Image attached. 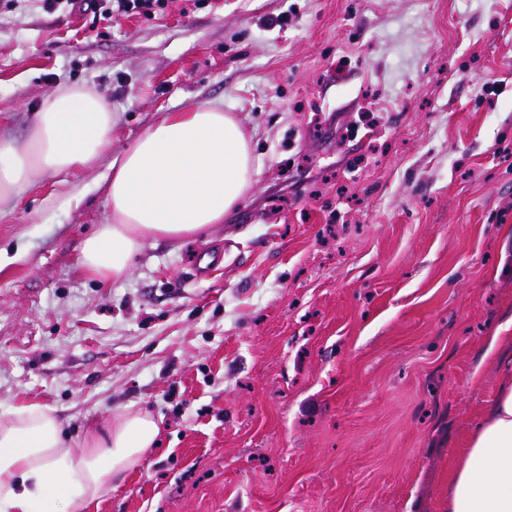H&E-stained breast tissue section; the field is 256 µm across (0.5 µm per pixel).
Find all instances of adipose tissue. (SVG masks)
Masks as SVG:
<instances>
[{
    "label": "adipose tissue",
    "instance_id": "1",
    "mask_svg": "<svg viewBox=\"0 0 512 512\" xmlns=\"http://www.w3.org/2000/svg\"><path fill=\"white\" fill-rule=\"evenodd\" d=\"M119 122L82 87L45 97L24 143L0 141V206L40 176L91 166ZM105 224L84 241L81 265L103 285L122 279L146 237L183 240L223 223L252 187L251 136L220 104L169 112L111 165ZM162 421L125 408L106 428L69 446L54 410L21 401L0 409V512H86L112 481L159 443ZM448 512H512V375L470 431L452 469Z\"/></svg>",
    "mask_w": 512,
    "mask_h": 512
}]
</instances>
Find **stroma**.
Returning a JSON list of instances; mask_svg holds the SVG:
<instances>
[{"mask_svg": "<svg viewBox=\"0 0 512 512\" xmlns=\"http://www.w3.org/2000/svg\"><path fill=\"white\" fill-rule=\"evenodd\" d=\"M72 86L119 128L0 210V408L51 407L77 449L161 417L89 512H446L512 319V0L1 7L0 139ZM206 102L252 133L253 188L102 286L80 259L112 160ZM159 2V0H66L71 5V11L78 8L85 13H93L94 15L100 11V9L106 7L102 14L111 18L114 13L117 15L121 14H134L137 9L149 8L152 2Z\"/></svg>", "mask_w": 512, "mask_h": 512, "instance_id": "obj_1", "label": "stroma"}]
</instances>
